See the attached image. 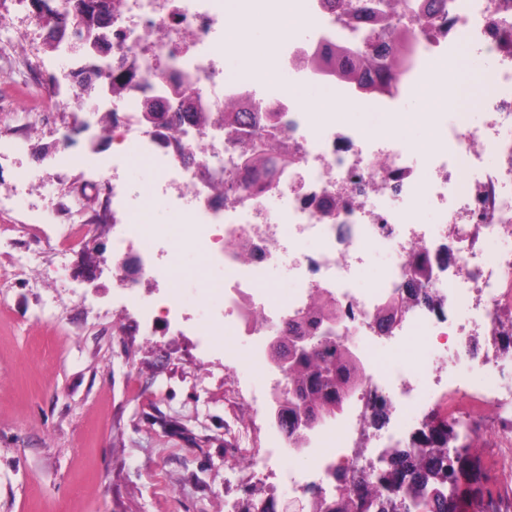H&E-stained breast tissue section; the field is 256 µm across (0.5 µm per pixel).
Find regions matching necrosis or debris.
<instances>
[{"instance_id":"1","label":"necrosis or debris","mask_w":512,"mask_h":512,"mask_svg":"<svg viewBox=\"0 0 512 512\" xmlns=\"http://www.w3.org/2000/svg\"><path fill=\"white\" fill-rule=\"evenodd\" d=\"M298 3L306 36L280 40L275 68L293 81L330 91L337 105H358L364 128L313 122L288 84L263 90L260 75L249 71L228 79L224 55L215 47L228 21L224 0H121L112 17L113 68L133 63L139 69L136 83L112 107L113 150L120 158L153 164L158 182L170 189L164 205L179 206L185 215L175 247L221 266L223 311L214 335L250 339L242 349L221 348L225 366L258 376L247 400L250 412L232 430L243 452L229 464L253 470L278 461L274 446L261 459L246 453L261 432L259 413L275 399L289 397L288 379L270 361L268 343L319 291L333 301L336 316L321 320L316 335L347 344L364 374L337 419L306 431L307 470L280 471L289 494L306 501L316 491L329 499L357 495L361 484L375 483L391 439L409 435L416 422L438 412L455 420L459 441L467 442L487 411H495L510 456L512 389L492 385L469 391L463 403L443 400L440 391L467 389L469 370L494 375L504 365L494 345L481 347L472 338L493 327L512 282V0H440V9L428 16L415 12L410 0H399L392 22L408 30L409 38L396 76L398 95L452 75L465 46H479L494 61L478 105L481 126L471 125L467 108L453 112L422 168L414 165L409 144L389 131L396 97L363 94L311 63L313 56L336 47L354 51L382 42L372 15L383 0ZM173 72L206 109L228 100L244 102L241 125L224 134L200 127L190 117L194 104L174 90ZM147 98L164 103L178 142L166 141L162 130L146 121ZM272 134L287 143L294 160L275 166L269 178L245 190L250 174L237 142L246 139L260 147ZM488 156L503 162V174L486 172ZM426 200L442 217L437 228L417 224L416 211ZM113 230V252L133 251L141 261L136 278L114 271L113 287L122 289L145 322H154L160 310L167 323L181 324L187 311L177 293L151 302L139 294L145 283L174 282V267L133 220ZM240 241L247 243V253L237 250ZM447 249L454 264L437 268L439 254ZM376 252L387 253L390 261L372 287H361L365 258ZM415 253L436 266L420 284L436 300L406 310L384 333L397 345L418 332L450 348L458 374L449 379L433 364L384 363L373 354L382 333L377 312L404 294ZM282 259L291 279L287 294L278 296L266 273ZM379 410L396 418L390 434L375 432L361 441V430Z\"/></svg>"}]
</instances>
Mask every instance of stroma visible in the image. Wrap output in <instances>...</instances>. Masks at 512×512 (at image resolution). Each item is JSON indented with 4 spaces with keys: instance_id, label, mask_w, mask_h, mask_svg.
Here are the masks:
<instances>
[{
    "instance_id": "1",
    "label": "stroma",
    "mask_w": 512,
    "mask_h": 512,
    "mask_svg": "<svg viewBox=\"0 0 512 512\" xmlns=\"http://www.w3.org/2000/svg\"><path fill=\"white\" fill-rule=\"evenodd\" d=\"M25 0H0V512H243L250 500L289 495L272 473L227 466L229 428L246 410L230 386L245 376L206 356L197 332L218 300L200 308L193 280L179 287L192 320H157L153 335L112 286V205L98 192L124 181L144 233L179 235V217L154 207L151 169L112 168V143L61 138L74 116L91 124L112 109L76 97L64 73L81 56L45 51ZM59 83H50V76ZM52 155L36 162L34 146ZM85 226L79 248L60 253L55 227ZM99 274L89 278L90 267ZM502 434L494 417L474 444L482 484L501 485L512 512V473L494 468Z\"/></svg>"
}]
</instances>
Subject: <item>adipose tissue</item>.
Segmentation results:
<instances>
[{
	"mask_svg": "<svg viewBox=\"0 0 512 512\" xmlns=\"http://www.w3.org/2000/svg\"><path fill=\"white\" fill-rule=\"evenodd\" d=\"M226 10L230 21L224 28V45L234 49L239 67L262 71L266 80H278L279 73L270 60L276 38L300 25L295 0H227ZM272 15L280 21L275 30L267 26ZM416 98L415 109L397 117L395 133H403L406 127L415 124L432 128L435 115L454 111L465 100L464 94H449L444 82L419 88Z\"/></svg>",
	"mask_w": 512,
	"mask_h": 512,
	"instance_id": "obj_1",
	"label": "adipose tissue"
}]
</instances>
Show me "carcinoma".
Segmentation results:
<instances>
[{
	"label": "carcinoma",
	"instance_id": "1",
	"mask_svg": "<svg viewBox=\"0 0 512 512\" xmlns=\"http://www.w3.org/2000/svg\"><path fill=\"white\" fill-rule=\"evenodd\" d=\"M29 4L52 14L56 34L45 39L49 52L76 35L102 30L112 20V11L117 9V0H29ZM394 8V0H386V10L377 18L381 34L389 43L387 54L377 60L354 55L344 48L336 49L333 71L338 79L356 82L383 95L394 91L393 73L402 64L401 47L407 37L406 32L391 27L388 22ZM97 72L110 84L112 95L120 97L130 87L137 67L132 64L117 76L110 68L105 71L99 68ZM371 72L383 76V80L373 83L368 79ZM241 115L242 107L235 102L224 103L220 111L193 113L197 124L221 129L234 128ZM238 149L248 169L257 177L268 176L275 161L286 166L293 160L282 141L271 140L260 150L252 142L240 140ZM361 372L359 361L336 342L324 339L312 343L304 356L289 363L288 386L294 400L285 406L288 419L299 420L307 411L320 412L322 419L335 417L336 407L341 403L339 390L351 387ZM456 441L454 425L445 417L435 416L408 445L387 451L385 467L379 476L387 495L376 497L371 487L363 485L361 495L356 498L342 497L329 503L320 497L314 512H448V503L460 496L462 480L474 483L466 488V494L484 496L482 488L477 486V466L469 446H455L454 456L448 457V448Z\"/></svg>",
	"mask_w": 512,
	"mask_h": 512
}]
</instances>
